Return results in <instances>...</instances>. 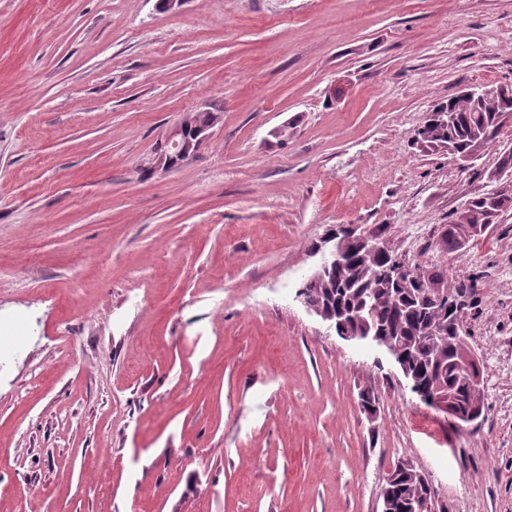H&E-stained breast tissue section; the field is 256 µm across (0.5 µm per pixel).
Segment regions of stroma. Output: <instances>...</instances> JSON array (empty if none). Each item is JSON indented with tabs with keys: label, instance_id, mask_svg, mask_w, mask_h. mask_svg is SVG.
<instances>
[{
	"label": "stroma",
	"instance_id": "stroma-1",
	"mask_svg": "<svg viewBox=\"0 0 512 512\" xmlns=\"http://www.w3.org/2000/svg\"><path fill=\"white\" fill-rule=\"evenodd\" d=\"M507 83L512 0H0V512H378L401 462L448 512H512V211L439 244L512 121L462 181L417 142ZM351 225L477 279L478 422L297 298ZM203 112H211L209 110H202L198 111L197 113H193L191 115H188L184 118V120L171 132L168 144L170 143L171 146L176 149V154L180 155L183 159L189 157L190 155H193L196 153L201 145L203 144L204 140L207 137V132L210 130V128L214 125V123L217 120V116L215 113L216 120L215 122H211L209 124H202L198 121V116L202 114ZM212 120H214V116H210ZM193 125L197 128H199L198 135L196 136V139L193 141H185L182 139L181 134L182 130L186 128L187 126Z\"/></svg>",
	"mask_w": 512,
	"mask_h": 512
}]
</instances>
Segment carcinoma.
Returning a JSON list of instances; mask_svg holds the SVG:
<instances>
[{
  "instance_id": "obj_1",
  "label": "carcinoma",
  "mask_w": 512,
  "mask_h": 512,
  "mask_svg": "<svg viewBox=\"0 0 512 512\" xmlns=\"http://www.w3.org/2000/svg\"><path fill=\"white\" fill-rule=\"evenodd\" d=\"M504 120L498 99H476L463 88L426 114L418 131L419 141L446 148L458 157L495 138ZM511 209L512 194L498 199L486 194L469 198L446 225L442 245L450 254L463 250L470 241L486 235L496 218ZM383 264L384 257L379 254L352 249L342 262L311 280L305 299L310 304L359 313L358 321L350 322L354 331L367 325L378 328L402 350L410 380L432 389L449 408L463 414L460 425L468 423L469 415L483 416L482 384L462 377L457 369L467 361L474 372H479L466 326L467 310L475 305V284L451 281L443 272L412 273L404 263L389 278L381 272ZM445 295L464 299L461 313L455 315L445 308L440 302ZM447 323L458 334L446 342L432 339L431 332ZM381 495L391 503L389 512H445L435 510V494L427 479L403 463L390 473Z\"/></svg>"
}]
</instances>
